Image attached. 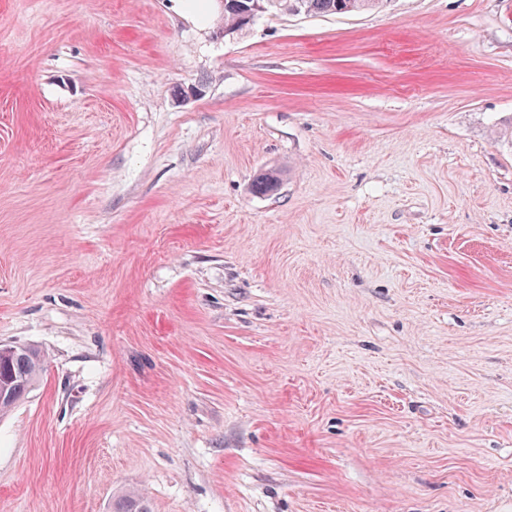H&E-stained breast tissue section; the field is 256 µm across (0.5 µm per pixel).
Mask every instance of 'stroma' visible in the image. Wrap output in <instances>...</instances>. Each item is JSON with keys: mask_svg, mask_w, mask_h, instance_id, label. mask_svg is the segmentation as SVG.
<instances>
[{"mask_svg": "<svg viewBox=\"0 0 512 512\" xmlns=\"http://www.w3.org/2000/svg\"><path fill=\"white\" fill-rule=\"evenodd\" d=\"M191 4L0 0V512H512V0ZM224 6L225 35L242 31L252 22L254 14L264 15L273 9L289 15L317 16L325 14H354L371 11L387 0H262L263 11L253 12V0H220ZM26 351L18 350L9 356H0V382L11 383V389L5 385L0 386V412H4L19 401L31 391L32 386L35 384L37 378L43 371L44 359L41 352L31 346H25Z\"/></svg>", "mask_w": 512, "mask_h": 512, "instance_id": "stroma-1", "label": "stroma"}]
</instances>
